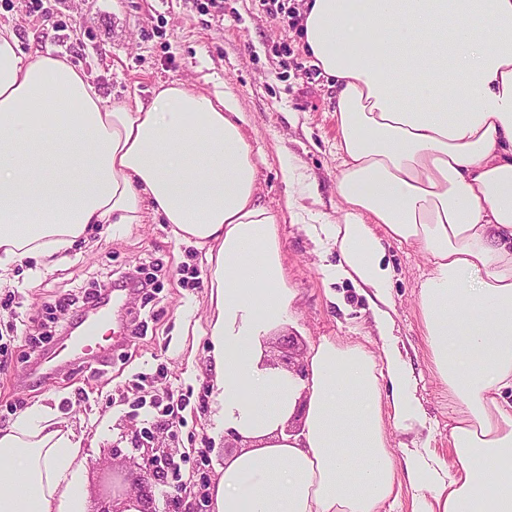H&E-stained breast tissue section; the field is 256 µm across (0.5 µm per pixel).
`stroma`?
<instances>
[{
	"label": "stroma",
	"instance_id": "35a3bbf8",
	"mask_svg": "<svg viewBox=\"0 0 512 512\" xmlns=\"http://www.w3.org/2000/svg\"><path fill=\"white\" fill-rule=\"evenodd\" d=\"M61 27L32 13L29 0H0V25L12 28L25 54L65 55L85 71L111 102L151 101L160 85L175 81L198 91L230 89L246 119L258 168L259 195L279 217L288 284L298 293L294 327L297 352L329 336L340 342L376 340L365 296L350 281L329 279L337 254L324 251L296 224L287 208L290 186L280 158L292 154L316 185L303 207L342 221L346 205L337 191L336 94L324 77L297 67L305 55L288 19L271 18L259 0H47ZM385 261L394 277V334L417 377L416 395L427 424L420 439L447 455L451 413L429 358L416 291L431 269L421 249L389 243ZM199 271L200 287L178 283L180 266ZM138 269L153 288L125 302L122 344L104 339L105 364L92 368L66 349L69 314L86 308L89 294L120 273ZM210 263L203 249L178 241L170 225L154 220L120 233L99 228L65 260L48 268L26 257L0 287V427L34 404L56 409L78 433H97L89 451V512H114L101 494L105 472L128 468L137 452L133 433L153 430L155 445L181 457V482L198 489L212 482L227 451L210 431V384L205 377V336ZM185 398L172 428L142 407V397Z\"/></svg>",
	"mask_w": 512,
	"mask_h": 512
}]
</instances>
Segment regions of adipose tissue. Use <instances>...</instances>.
<instances>
[{"label":"adipose tissue","instance_id":"ef3b65f1","mask_svg":"<svg viewBox=\"0 0 512 512\" xmlns=\"http://www.w3.org/2000/svg\"><path fill=\"white\" fill-rule=\"evenodd\" d=\"M300 40L336 90L343 222L303 213L306 175L281 172L293 219L336 247L368 291L376 349L322 336L303 375L268 342L292 321L277 215L230 90L174 83L108 102L87 74L24 55L0 27V281L24 257L64 259L92 225L161 216L211 255L214 437L239 447L212 512H512V0H305ZM422 248L417 304L452 408L449 452L390 450L388 424H423L392 334L385 240ZM53 409L0 428V512H88L87 454Z\"/></svg>","mask_w":512,"mask_h":512}]
</instances>
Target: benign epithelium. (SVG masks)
I'll list each match as a JSON object with an SVG mask.
<instances>
[{
    "instance_id": "benign-epithelium-1",
    "label": "benign epithelium",
    "mask_w": 512,
    "mask_h": 512,
    "mask_svg": "<svg viewBox=\"0 0 512 512\" xmlns=\"http://www.w3.org/2000/svg\"><path fill=\"white\" fill-rule=\"evenodd\" d=\"M154 440L152 432L145 430L137 436V447L145 448L141 461L134 463L133 469L122 474L112 472L107 475L103 491L111 498L129 495L131 489H136L139 500L143 504L142 512H156L150 507L153 503L151 495L152 486L164 481L168 474L174 473L177 460L175 455L161 447H153L150 441ZM188 493L186 486L178 482L170 484V491L165 493V512H203V506L197 501L186 503Z\"/></svg>"
}]
</instances>
